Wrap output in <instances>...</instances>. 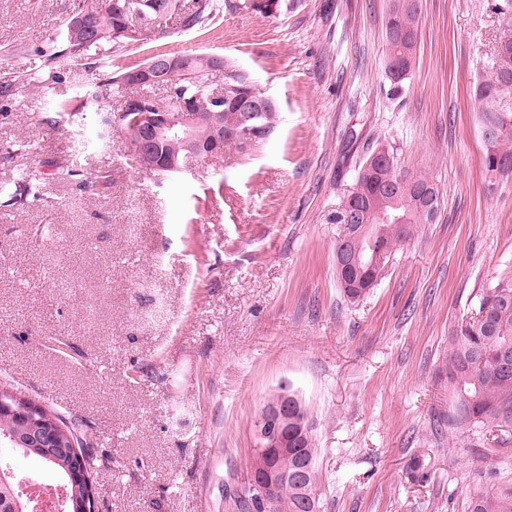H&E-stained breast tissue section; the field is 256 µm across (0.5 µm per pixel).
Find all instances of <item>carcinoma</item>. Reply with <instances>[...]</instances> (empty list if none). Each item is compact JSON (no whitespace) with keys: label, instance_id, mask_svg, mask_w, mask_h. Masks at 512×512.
<instances>
[{"label":"carcinoma","instance_id":"1","mask_svg":"<svg viewBox=\"0 0 512 512\" xmlns=\"http://www.w3.org/2000/svg\"><path fill=\"white\" fill-rule=\"evenodd\" d=\"M113 0H91L86 6L93 11L91 29L70 20L64 30L69 52L89 59L100 52L112 53V48L123 47L133 39L124 35L121 27H143L149 33L159 28L174 15L181 17L183 27L191 29L204 22L226 6L235 11L263 17L280 13L285 0H195L194 9L184 10L181 0H126L128 9L116 11ZM421 14L420 0H389L385 18V38L389 49L386 75L393 92L402 88L415 62L417 33ZM159 57L179 56L183 67L173 77L172 90L166 100L151 94L152 86H142L138 93L152 112H173L187 102L197 112H218L227 128L236 125L237 113L244 109V95L252 85L247 78L225 66L224 104L215 103L207 82L209 54L189 52H159ZM497 61L492 73L474 88V99L481 108V124L500 127L499 135L486 142L484 165L488 172L501 174V165L512 166V112H504L500 101L512 91V39L499 43ZM135 112L127 108L118 119L125 135L129 156L139 167L150 173L161 170L139 157L132 149L137 132ZM160 152L169 157H183L184 149L179 139L166 137L160 140ZM13 155L7 148L0 153V209L13 210L43 201L39 182L12 165ZM55 179L72 186L81 193L96 186V180L112 181L108 173L89 176L82 170L58 166ZM400 172L382 168L374 173L357 174L354 187L340 211L336 223L347 225V234L341 243L352 251L366 255L382 253L389 260L393 251L409 239L419 224H431L434 214L420 199V191L429 189L439 194L438 187L425 175L412 176L398 195L391 198L383 192L388 178L398 177ZM399 203V211L406 215L402 224H385L374 236L357 231L360 224L371 223V215L388 207L390 201ZM384 268L362 265L338 278L344 295L353 300L356 295L366 294L382 275ZM512 358V285L499 283L484 291L477 306L457 321L448 338V358L440 370V379L448 382L454 398V406L448 414V427L452 429L481 427L487 433L499 431L498 438L512 433V371L505 374L495 371L496 364L504 357ZM63 427L61 438L47 443L32 441L30 425L15 413H0V447L11 448L26 457L37 459L44 469L53 473L57 480L66 476V468L72 455L80 451L88 471H93L97 458L91 453L87 434L82 425L69 421L62 415L45 410ZM0 512H14L15 504L25 502L20 494V480L8 469L0 467ZM239 508L243 512H261L252 483H247L239 493ZM471 512H512V489L482 493L471 502Z\"/></svg>","mask_w":512,"mask_h":512}]
</instances>
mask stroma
<instances>
[{"mask_svg":"<svg viewBox=\"0 0 512 512\" xmlns=\"http://www.w3.org/2000/svg\"><path fill=\"white\" fill-rule=\"evenodd\" d=\"M492 2L421 0L394 96L389 0L226 9L190 31L172 18L96 64L65 48L78 0H0V148L44 185L43 203L0 210V387L87 430L96 512H238L254 421L285 381L308 409L319 512H470L512 487V439L449 430L438 377L463 312L512 282V177L485 169L473 97L512 38ZM159 50L234 62L276 104L275 132L176 176L139 170L119 127L99 147L129 92L113 72ZM63 99L83 134L58 121ZM379 146L429 176L441 206L352 301L336 212ZM66 164L112 182L77 193L51 176Z\"/></svg>","mask_w":512,"mask_h":512,"instance_id":"35a3bbf8","label":"stroma"}]
</instances>
